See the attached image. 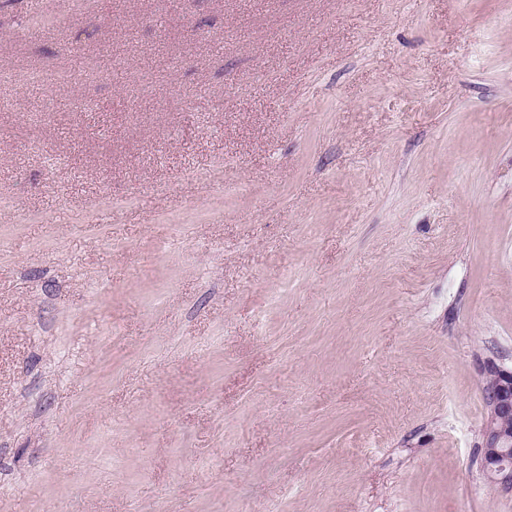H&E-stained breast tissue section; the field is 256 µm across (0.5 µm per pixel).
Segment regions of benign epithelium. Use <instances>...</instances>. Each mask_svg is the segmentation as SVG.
I'll return each mask as SVG.
<instances>
[{
	"mask_svg": "<svg viewBox=\"0 0 512 512\" xmlns=\"http://www.w3.org/2000/svg\"><path fill=\"white\" fill-rule=\"evenodd\" d=\"M481 392L487 409L481 441L482 472L493 484L512 489V367L489 362Z\"/></svg>",
	"mask_w": 512,
	"mask_h": 512,
	"instance_id": "benign-epithelium-1",
	"label": "benign epithelium"
}]
</instances>
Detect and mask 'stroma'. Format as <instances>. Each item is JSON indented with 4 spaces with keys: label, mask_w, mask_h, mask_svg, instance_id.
<instances>
[{
    "label": "stroma",
    "mask_w": 512,
    "mask_h": 512,
    "mask_svg": "<svg viewBox=\"0 0 512 512\" xmlns=\"http://www.w3.org/2000/svg\"><path fill=\"white\" fill-rule=\"evenodd\" d=\"M512 0H0V512H512ZM481 392L487 409L482 472L494 485L512 489V366L490 361L483 372Z\"/></svg>",
    "instance_id": "stroma-1"
}]
</instances>
